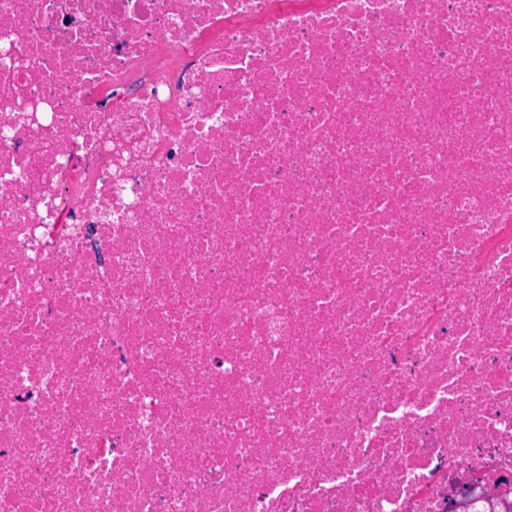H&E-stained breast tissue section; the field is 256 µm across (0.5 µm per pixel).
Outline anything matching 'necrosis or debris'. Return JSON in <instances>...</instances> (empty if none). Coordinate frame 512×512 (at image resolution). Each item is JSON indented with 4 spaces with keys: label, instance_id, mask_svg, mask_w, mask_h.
<instances>
[{
    "label": "necrosis or debris",
    "instance_id": "necrosis-or-debris-1",
    "mask_svg": "<svg viewBox=\"0 0 512 512\" xmlns=\"http://www.w3.org/2000/svg\"><path fill=\"white\" fill-rule=\"evenodd\" d=\"M512 504V0H0V512Z\"/></svg>",
    "mask_w": 512,
    "mask_h": 512
}]
</instances>
